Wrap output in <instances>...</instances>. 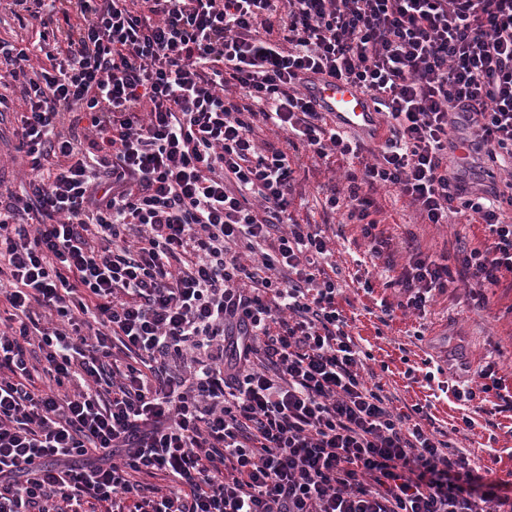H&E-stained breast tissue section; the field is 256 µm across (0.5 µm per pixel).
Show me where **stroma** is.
Listing matches in <instances>:
<instances>
[{"label": "stroma", "instance_id": "obj_1", "mask_svg": "<svg viewBox=\"0 0 512 512\" xmlns=\"http://www.w3.org/2000/svg\"><path fill=\"white\" fill-rule=\"evenodd\" d=\"M14 121L0 124V184L12 187L27 166L18 157ZM301 182L292 211L303 224L325 226L334 238L333 255L342 271V293L337 298L348 320V330L361 350L369 354V367L387 391L399 398L397 406L409 411L425 406L436 427H460L456 441L472 464L492 467L495 477L512 474V411H499L494 394L473 401L457 400L458 381L487 363H494L503 385L512 388V290L486 289V307H479L471 289L462 282L450 283L435 294L424 314L397 309L399 297L389 288L390 273L368 269L367 242L361 227L346 221L344 210L329 211L325 198L333 186L331 177L348 167V160L322 161L302 152ZM380 208L379 229L397 243L400 252L416 245L433 257L452 255L456 237L476 242L485 236L484 225L461 213L447 224L417 223L405 199L393 189L376 194ZM394 309L389 323H382L383 306ZM435 372L427 382L426 372ZM471 428H462L463 417Z\"/></svg>", "mask_w": 512, "mask_h": 512}]
</instances>
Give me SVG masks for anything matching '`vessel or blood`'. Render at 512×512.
Returning a JSON list of instances; mask_svg holds the SVG:
<instances>
[{"mask_svg": "<svg viewBox=\"0 0 512 512\" xmlns=\"http://www.w3.org/2000/svg\"><path fill=\"white\" fill-rule=\"evenodd\" d=\"M309 93L337 128L364 133L373 140H380V116L370 99L354 83L316 77L309 83Z\"/></svg>", "mask_w": 512, "mask_h": 512, "instance_id": "vessel-or-blood-1", "label": "vessel or blood"}]
</instances>
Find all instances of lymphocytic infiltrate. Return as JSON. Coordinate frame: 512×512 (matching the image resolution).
<instances>
[{
	"mask_svg": "<svg viewBox=\"0 0 512 512\" xmlns=\"http://www.w3.org/2000/svg\"><path fill=\"white\" fill-rule=\"evenodd\" d=\"M11 3L46 61L0 40L30 166L0 196V512H512V482L368 384L333 241L293 218L292 163L255 139L351 160L326 206L400 309L455 275L501 285V193L448 154L512 159V0ZM316 75L384 115L374 161L308 99ZM381 187L487 234L458 240V271L417 248L396 266Z\"/></svg>",
	"mask_w": 512,
	"mask_h": 512,
	"instance_id": "obj_1",
	"label": "lymphocytic infiltrate"
}]
</instances>
